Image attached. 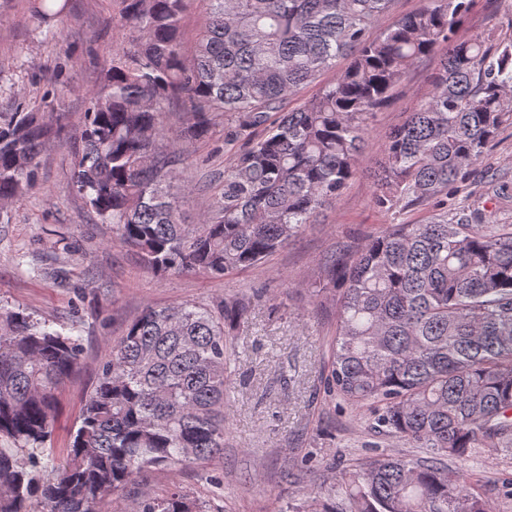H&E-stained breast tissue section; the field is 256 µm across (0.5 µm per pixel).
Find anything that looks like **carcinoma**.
I'll use <instances>...</instances> for the list:
<instances>
[{"instance_id":"obj_1","label":"carcinoma","mask_w":512,"mask_h":512,"mask_svg":"<svg viewBox=\"0 0 512 512\" xmlns=\"http://www.w3.org/2000/svg\"><path fill=\"white\" fill-rule=\"evenodd\" d=\"M127 45L103 60L69 144L72 183L115 239L156 275L212 278L254 266L341 200L358 172L368 122L425 56L442 48L431 94L379 149L374 205L431 204L415 224H388L355 258L326 266L336 296L327 386L368 405L378 431L419 459L378 456L340 468L343 512H493L486 475L453 470L476 448L512 454V226L448 200L512 121V39L458 40L472 0H421L377 32L393 0H202L208 17L183 60L186 0H115ZM69 0H33L55 31ZM347 67L330 82L324 71ZM318 89L295 109L288 100ZM70 89L0 113V201L37 189L49 121ZM186 104L178 130L164 124ZM234 146L197 224L180 216L178 182L214 126ZM224 302L149 307L112 345L66 456L45 447L55 393L77 369L79 340L23 310L0 308V512H96L136 497L135 512H207L181 490H138L151 469L224 453L235 353Z\"/></svg>"}]
</instances>
